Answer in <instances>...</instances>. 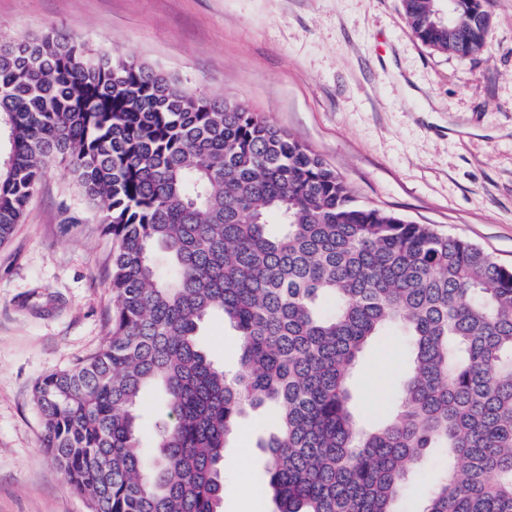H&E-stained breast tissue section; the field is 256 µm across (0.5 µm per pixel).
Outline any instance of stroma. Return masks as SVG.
Returning a JSON list of instances; mask_svg holds the SVG:
<instances>
[{"instance_id":"stroma-1","label":"stroma","mask_w":512,"mask_h":512,"mask_svg":"<svg viewBox=\"0 0 512 512\" xmlns=\"http://www.w3.org/2000/svg\"><path fill=\"white\" fill-rule=\"evenodd\" d=\"M53 29L217 98L245 102L334 169L360 202L467 239L512 267V0H493L489 46L461 57L409 28L401 0H0V39ZM113 241L98 205L50 164L0 244V512H90L41 448L37 381L96 352L112 330ZM225 369L235 331L206 322ZM404 339L365 351L353 377L365 423L390 405ZM270 411L225 453L224 512H272L263 480Z\"/></svg>"}]
</instances>
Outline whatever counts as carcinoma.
Here are the masks:
<instances>
[{"mask_svg":"<svg viewBox=\"0 0 512 512\" xmlns=\"http://www.w3.org/2000/svg\"><path fill=\"white\" fill-rule=\"evenodd\" d=\"M402 0L424 44L488 42L491 0ZM0 243L57 161L103 202L112 331L41 379L44 448L92 512H223L224 448L250 411L273 512H396L422 461L447 468L418 512H512V268L474 243L356 200L308 147L238 101L47 32L0 40ZM221 317L228 372L201 349ZM398 329L405 370L384 420L363 424L352 377ZM149 388L166 411L138 451ZM202 347L216 362H224L226 370L236 367L239 357V340L236 332L221 319L206 322L199 336Z\"/></svg>","mask_w":512,"mask_h":512,"instance_id":"1","label":"carcinoma"}]
</instances>
